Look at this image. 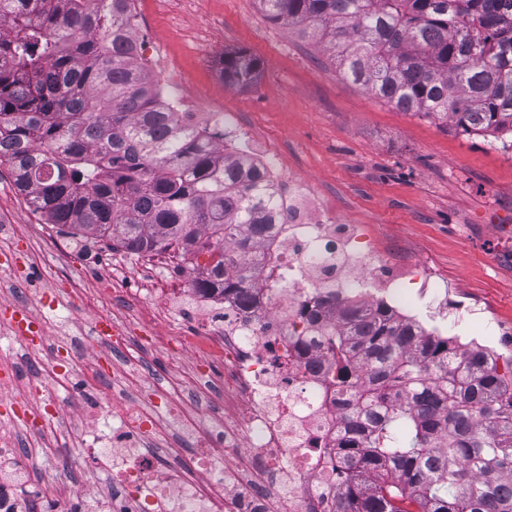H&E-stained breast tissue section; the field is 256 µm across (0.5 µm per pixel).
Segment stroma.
Listing matches in <instances>:
<instances>
[{"instance_id":"stroma-1","label":"stroma","mask_w":512,"mask_h":512,"mask_svg":"<svg viewBox=\"0 0 512 512\" xmlns=\"http://www.w3.org/2000/svg\"><path fill=\"white\" fill-rule=\"evenodd\" d=\"M136 32L165 61L153 79L190 110H224L273 145L274 160L305 175L329 214L355 225L380 257L406 264L414 276L448 286L452 302H480L503 328H456L458 342H478L512 355V147L489 136L403 112L345 81L322 43L267 20L259 0H135ZM246 50L262 69L247 86L225 84L224 54ZM0 209L29 236H1L0 303L23 297L45 322V346L23 357L0 320V371L22 387L52 352L92 335L94 323L73 291L99 288L112 313L140 327L146 305L128 303L116 271L132 287L154 274L141 256L101 239L74 238L33 213L0 167ZM45 277L26 291L22 273Z\"/></svg>"}]
</instances>
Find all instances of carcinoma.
Segmentation results:
<instances>
[{
    "label": "carcinoma",
    "instance_id": "cac0c4a2",
    "mask_svg": "<svg viewBox=\"0 0 512 512\" xmlns=\"http://www.w3.org/2000/svg\"><path fill=\"white\" fill-rule=\"evenodd\" d=\"M259 3L398 110L512 137V15L499 0ZM131 16L132 0H0V164L48 223L135 254L205 255L195 288L248 306L274 195L175 121L132 54ZM260 68L228 54L224 82ZM313 323L346 409L335 512H512V357L463 353L333 285Z\"/></svg>",
    "mask_w": 512,
    "mask_h": 512
}]
</instances>
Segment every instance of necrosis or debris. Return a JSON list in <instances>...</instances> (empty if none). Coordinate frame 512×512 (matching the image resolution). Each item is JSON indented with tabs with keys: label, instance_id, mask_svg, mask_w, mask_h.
Returning <instances> with one entry per match:
<instances>
[{
	"label": "necrosis or debris",
	"instance_id": "1",
	"mask_svg": "<svg viewBox=\"0 0 512 512\" xmlns=\"http://www.w3.org/2000/svg\"><path fill=\"white\" fill-rule=\"evenodd\" d=\"M182 120L211 140L226 158H247L277 196L282 217L260 246L262 267L283 281L259 277L256 303L184 288L182 301L153 307L156 320L204 326L189 342L166 334H132L112 319L109 341L125 366L105 371L88 356L97 344L69 347L62 375L27 385L40 395L30 428L58 430L68 417L114 418L108 445L47 443L25 451L0 448V512H29V490L39 483L33 466L40 456L59 457L63 467L47 494L51 512L85 504L89 512H333L336 452L343 411L328 376L329 356L315 336L310 314L320 309L328 280L366 303L381 302L400 319L413 320L398 298L404 277L382 261L363 233H351L327 215L307 178L285 175L269 158L270 148L243 125L229 126L218 111L185 112ZM148 346L189 364L177 383L162 384L139 369L135 348ZM224 377L212 380L213 359ZM115 391L102 395L104 377ZM66 382L67 395L57 386ZM179 406L176 424L164 411ZM151 439L153 453L139 445ZM102 472L111 487L82 482L78 473Z\"/></svg>",
	"mask_w": 512,
	"mask_h": 512
}]
</instances>
